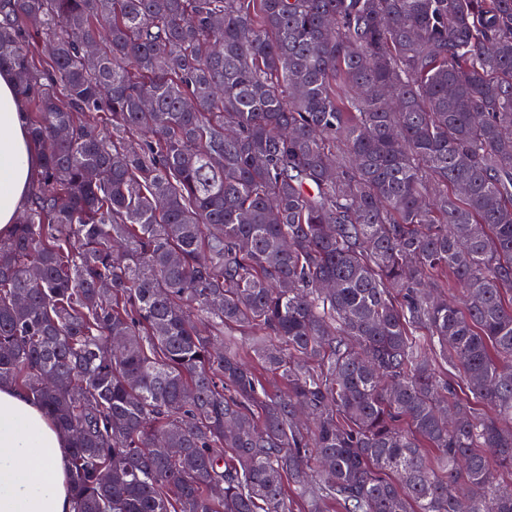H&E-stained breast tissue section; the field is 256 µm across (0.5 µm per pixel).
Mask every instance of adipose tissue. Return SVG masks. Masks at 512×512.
<instances>
[{"label":"adipose tissue","mask_w":512,"mask_h":512,"mask_svg":"<svg viewBox=\"0 0 512 512\" xmlns=\"http://www.w3.org/2000/svg\"><path fill=\"white\" fill-rule=\"evenodd\" d=\"M10 70L0 69V237L8 236L41 170ZM69 441L40 403L0 385V512H72Z\"/></svg>","instance_id":"ef3b65f1"}]
</instances>
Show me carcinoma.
Wrapping results in <instances>:
<instances>
[{
	"instance_id": "carcinoma-1",
	"label": "carcinoma",
	"mask_w": 512,
	"mask_h": 512,
	"mask_svg": "<svg viewBox=\"0 0 512 512\" xmlns=\"http://www.w3.org/2000/svg\"><path fill=\"white\" fill-rule=\"evenodd\" d=\"M4 67L74 512H512V0H0Z\"/></svg>"
}]
</instances>
